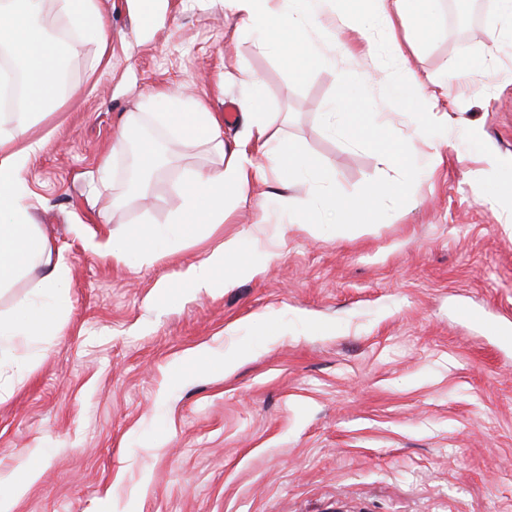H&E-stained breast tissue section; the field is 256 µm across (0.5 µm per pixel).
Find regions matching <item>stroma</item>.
<instances>
[{
  "instance_id": "stroma-1",
  "label": "stroma",
  "mask_w": 512,
  "mask_h": 512,
  "mask_svg": "<svg viewBox=\"0 0 512 512\" xmlns=\"http://www.w3.org/2000/svg\"><path fill=\"white\" fill-rule=\"evenodd\" d=\"M98 8L107 41L66 54L68 89L32 127L47 143L21 176L32 223L68 260L70 306L57 335L0 359V498L13 512H512V343L480 324L512 330V194L498 191L512 184V34L495 0L464 36L442 18L398 48L321 18L289 36L324 47L334 64L320 68L260 52L220 0ZM401 66L425 83L394 97ZM240 67L249 89L227 79ZM181 87L219 118L228 101L287 115L280 135L376 219L287 220L271 176L164 256L87 249L122 227L169 230L183 173L215 168L148 118L144 140L171 161L142 197L112 151L122 115ZM424 97L448 120L420 139ZM333 101L364 113L361 137L326 132ZM380 112L396 145L438 156L433 171L385 156ZM386 185L406 192L371 196ZM234 235L253 276L218 292L181 282ZM23 465L38 477L19 494Z\"/></svg>"
}]
</instances>
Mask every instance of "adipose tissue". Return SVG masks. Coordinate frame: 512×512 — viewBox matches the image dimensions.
<instances>
[{
    "label": "adipose tissue",
    "instance_id": "1",
    "mask_svg": "<svg viewBox=\"0 0 512 512\" xmlns=\"http://www.w3.org/2000/svg\"><path fill=\"white\" fill-rule=\"evenodd\" d=\"M26 8L0 0V44L13 47L25 64V105L10 127L0 126V290L30 269L44 266L41 286L49 294L48 302L36 306L19 299L10 316H0V350L16 346L30 336H51L59 327L70 299L67 284L70 269L63 254L31 223L19 191L21 173L32 155L40 152L42 140H26L31 124L46 114L59 99L54 77L56 48L49 43L40 26L26 19ZM439 0H224L225 15L235 18L240 28L258 32L257 47L290 58H304L314 67L329 66L330 60L319 44H299L276 40L279 32H290L313 25L320 15H332L337 31L354 28L361 20L381 27L391 44H398L399 29L410 20L427 23L438 13ZM170 107L164 123L188 142L207 147L218 159L215 169L192 171L180 188L181 207L176 221L183 234L193 231V219L207 224L224 223L229 215L248 199L252 183L264 181V165L257 163L255 152H262L272 164H284V177L278 183L277 199L285 213L301 214L325 211L346 223L366 220L371 209L366 201H355L333 194L336 179L331 167L321 158L297 149H284L281 139L271 132L278 117L272 112H246L242 130L233 141H225L214 113L200 103L183 100L180 94H166ZM305 180L327 187L320 197L293 194L296 181ZM240 241L231 238L209 251L197 264L188 267L186 283L218 288L217 270L230 268L236 276L251 275L252 269L240 260Z\"/></svg>",
    "mask_w": 512,
    "mask_h": 512
}]
</instances>
